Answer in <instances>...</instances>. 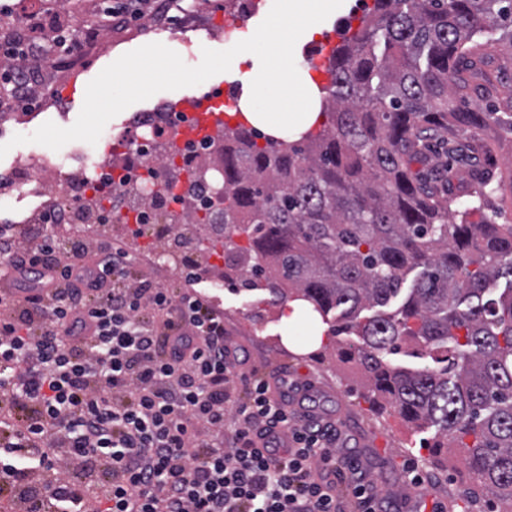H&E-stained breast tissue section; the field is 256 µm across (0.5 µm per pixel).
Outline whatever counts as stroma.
<instances>
[{"label": "stroma", "mask_w": 512, "mask_h": 512, "mask_svg": "<svg viewBox=\"0 0 512 512\" xmlns=\"http://www.w3.org/2000/svg\"><path fill=\"white\" fill-rule=\"evenodd\" d=\"M278 0H254L249 14L236 15L228 0H172L169 21L182 26L192 21L188 43L148 31V17L127 20L124 40L113 43L111 56L124 61L141 58L151 68L152 90L136 91L134 74L113 70L102 77L101 96H90L83 75H70L68 58L49 59L63 76L57 92L70 94L73 111L58 113L40 106L20 113L18 119L0 125V167L10 165L38 150L63 159L78 151H94L106 156L115 142L116 129L132 113L152 109L159 101H177L199 69L210 80L224 75V49L247 41L276 10ZM232 37H225V27ZM94 240H124L132 261L134 280H152L167 288L180 282L171 268L158 265L157 254L170 250V240H147L128 233L125 225H95ZM218 310L224 314L226 336L236 340L247 357L244 372L269 379L279 369H287L290 379L314 383L322 413L335 421L342 433L340 453L370 456L371 478L387 496L411 492L412 472L425 477V489L435 505L452 503L451 512H480L489 502L482 494L459 449L436 447L435 428H416L406 423L391 405H373L366 394L364 379L353 361L335 354L333 347L297 354L282 342L281 305L270 303L259 291L234 288L227 283L212 289Z\"/></svg>", "instance_id": "obj_1"}]
</instances>
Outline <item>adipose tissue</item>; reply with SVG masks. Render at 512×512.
I'll return each instance as SVG.
<instances>
[{
	"label": "adipose tissue",
	"instance_id": "adipose-tissue-1",
	"mask_svg": "<svg viewBox=\"0 0 512 512\" xmlns=\"http://www.w3.org/2000/svg\"><path fill=\"white\" fill-rule=\"evenodd\" d=\"M340 8L339 0H282L265 30L255 36L264 52L245 47L225 49L226 63H252L248 88L240 98L248 124L263 134L286 139L300 136L320 121L313 98L315 84L290 54L287 38L292 35L301 40L321 34L324 13Z\"/></svg>",
	"mask_w": 512,
	"mask_h": 512
}]
</instances>
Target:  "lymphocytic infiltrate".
<instances>
[{"instance_id": "lymphocytic-infiltrate-1", "label": "lymphocytic infiltrate", "mask_w": 512, "mask_h": 512, "mask_svg": "<svg viewBox=\"0 0 512 512\" xmlns=\"http://www.w3.org/2000/svg\"><path fill=\"white\" fill-rule=\"evenodd\" d=\"M137 183L103 178L78 216L106 224V202ZM36 223L0 226V500L8 512H400L357 459L336 452L335 422L298 423L266 381L237 395L241 361L192 257L178 291L128 283L120 247ZM232 432H225V421ZM267 440L266 452L254 446Z\"/></svg>"}]
</instances>
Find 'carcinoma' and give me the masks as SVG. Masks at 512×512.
Returning <instances> with one entry per match:
<instances>
[{"instance_id": "cac0c4a2", "label": "carcinoma", "mask_w": 512, "mask_h": 512, "mask_svg": "<svg viewBox=\"0 0 512 512\" xmlns=\"http://www.w3.org/2000/svg\"><path fill=\"white\" fill-rule=\"evenodd\" d=\"M360 23L329 59L315 137L260 146L254 127L226 124L203 141L224 169V238L208 251L224 254V279L303 300L347 336L374 397L452 438L512 512V224L469 220L493 192L476 169L483 138L512 136L494 67L496 52L512 57V0H373ZM473 96L504 108L462 109ZM436 146L452 165L425 179L412 165ZM459 167L472 169L467 208Z\"/></svg>"}]
</instances>
